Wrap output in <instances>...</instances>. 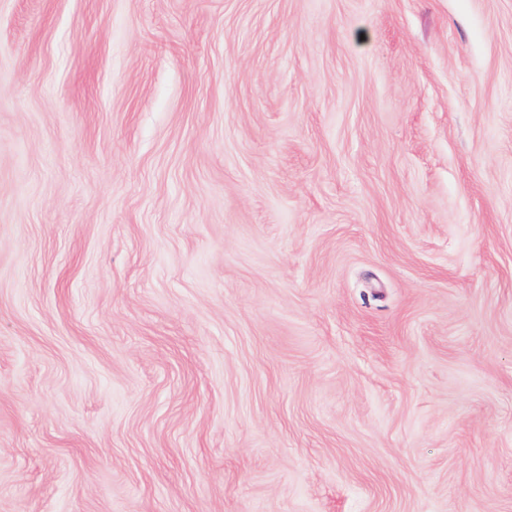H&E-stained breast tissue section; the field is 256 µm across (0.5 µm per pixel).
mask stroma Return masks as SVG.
Masks as SVG:
<instances>
[{"label": "stroma", "mask_w": 512, "mask_h": 512, "mask_svg": "<svg viewBox=\"0 0 512 512\" xmlns=\"http://www.w3.org/2000/svg\"><path fill=\"white\" fill-rule=\"evenodd\" d=\"M0 512H512V0H0Z\"/></svg>", "instance_id": "35a3bbf8"}]
</instances>
